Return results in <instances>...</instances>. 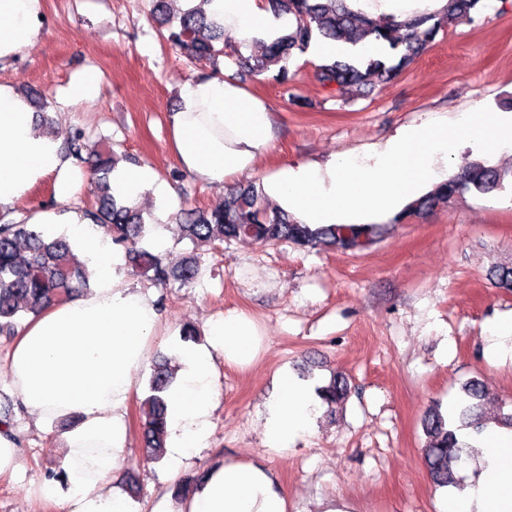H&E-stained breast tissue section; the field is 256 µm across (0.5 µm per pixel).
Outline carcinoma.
Wrapping results in <instances>:
<instances>
[{"label":"carcinoma","instance_id":"1","mask_svg":"<svg viewBox=\"0 0 512 512\" xmlns=\"http://www.w3.org/2000/svg\"><path fill=\"white\" fill-rule=\"evenodd\" d=\"M200 2L186 10L170 14L168 0H155L153 13L162 34L190 64H205L218 68L220 59L230 57L241 79L267 73L291 94L295 73L290 70L292 59L305 53L313 40L341 42L352 46L370 39L384 42L386 47L363 62L330 60L318 65L317 79L324 85L339 88L373 89L395 79L430 44L439 33L457 19L481 12L485 0H448L443 13L420 16L403 24L385 18H370L352 10L346 0H268L277 15L291 16L292 28L282 36L260 41V51L250 56L225 51L223 27L208 19ZM85 133L76 128L70 134L65 149L81 162L86 161ZM91 186L94 206L86 215L103 228L112 243L125 249L129 264L151 283L162 288L193 284L201 275V261L190 259L178 267L165 262L139 246L149 232L144 212L112 193V170L116 159L112 150H90ZM512 184V166L492 165L485 159L466 162L461 173L408 204L395 218L406 219L445 207L457 198L470 194H487ZM263 186L249 183L227 189L224 200L214 208H183L175 215L181 236L193 243H204L218 251L226 242L254 240L266 243H291L302 250L332 247L346 250L365 247L380 238V224H304L284 209L265 203ZM497 287L512 292V264L494 267ZM80 288H89L85 264L74 252L65 236L47 237L39 225L20 219L0 224V335L14 332V318L20 312L32 316L60 298H69ZM174 375L167 362L155 366L150 381V395L142 402L145 420L143 432L148 460L160 461L166 448L167 402L165 392ZM351 392L346 378L335 375L319 387L317 393L328 408L336 411ZM490 399L488 388L478 379H471L461 388V396L453 412L445 414L437 404L425 414L422 428L426 437L424 464L433 482L439 487L456 486V470L472 458L476 448L458 438L461 430L477 436L495 425L512 429V402L500 404L498 412L488 417L484 405Z\"/></svg>","mask_w":512,"mask_h":512}]
</instances>
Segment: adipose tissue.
<instances>
[{"label":"adipose tissue","instance_id":"obj_1","mask_svg":"<svg viewBox=\"0 0 512 512\" xmlns=\"http://www.w3.org/2000/svg\"><path fill=\"white\" fill-rule=\"evenodd\" d=\"M352 10L402 22L442 11L447 0H348ZM44 0H0V61L42 37ZM209 15L239 44L279 36L288 16L274 15L265 0H210ZM181 103L169 116L172 149L184 169L205 183L224 184L251 172L271 145L269 104L236 80L217 74L188 79ZM475 154H512V113L480 121L462 113L454 125L425 120L400 129L372 153L333 154L325 163L291 165L265 191L306 224H366L395 217L448 177V163L462 145ZM54 175L59 201L80 180L57 143L35 129V114L8 84H0V209L28 195ZM33 224H63L88 262V292L25 321L9 352L10 384L37 422L70 417L64 435V479L33 491L58 512H135L113 474L131 439L128 409L139 375L168 328L154 291L131 286L124 260L81 212L35 210ZM205 341L183 344L184 368L167 394V460L170 477L207 448L211 417L222 396L219 364L252 368L261 332L245 311L228 309L209 320ZM320 407L307 385L281 375L263 413L267 448L288 453L291 439L310 431ZM480 478L442 502L440 512H512V430L489 427L478 438ZM178 512H288V497L261 464L228 460Z\"/></svg>","mask_w":512,"mask_h":512}]
</instances>
